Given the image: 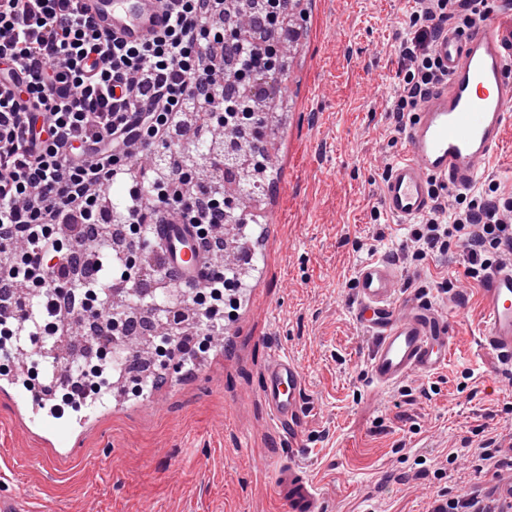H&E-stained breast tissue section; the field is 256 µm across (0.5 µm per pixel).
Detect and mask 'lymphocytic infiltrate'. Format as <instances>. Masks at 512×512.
Segmentation results:
<instances>
[{"instance_id": "f902f5d3", "label": "lymphocytic infiltrate", "mask_w": 512, "mask_h": 512, "mask_svg": "<svg viewBox=\"0 0 512 512\" xmlns=\"http://www.w3.org/2000/svg\"><path fill=\"white\" fill-rule=\"evenodd\" d=\"M82 0H0V77L16 79L15 92L0 93V279L37 294L39 307L17 306L0 315V336H24L34 327L61 336L74 320L58 319L55 292L72 286L68 257L90 247L81 282L87 297L113 281L135 282L132 262H113L100 252L111 239L102 187L129 184L124 216L129 247L141 248L151 226L174 212L195 224L201 237L228 224L231 208L220 188L236 154L210 163L206 176L191 174L188 153L172 143V127L196 123L248 141L256 176L268 159L263 102L280 71L279 30L294 0H266L259 37L224 28V0H165L164 29L150 41L128 45L102 36L84 16ZM487 0H416L396 47L399 94L389 117L403 130L411 112L447 80L434 48L459 19L463 27L485 23ZM239 67L225 72L224 56ZM240 90L224 95L225 83ZM467 251V274L479 278L512 255V199L481 193L435 195L410 231L411 259ZM238 270L214 266L202 288L180 289L182 303L196 306L201 327L195 343L177 337L170 351L180 365L208 353L224 314L236 301L230 286Z\"/></svg>"}]
</instances>
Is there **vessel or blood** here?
Masks as SVG:
<instances>
[{
  "label": "vessel or blood",
  "instance_id": "b4317fda",
  "mask_svg": "<svg viewBox=\"0 0 512 512\" xmlns=\"http://www.w3.org/2000/svg\"><path fill=\"white\" fill-rule=\"evenodd\" d=\"M499 22L466 31L449 28L435 45L448 81L432 91L407 120L406 150L382 182L386 211L406 224L432 204L436 182L449 190L470 189L498 151L512 125V0H501ZM95 28L128 43L148 41L164 25L160 0H84ZM160 248L158 267L176 285L193 287L208 267L193 225L172 214L152 228ZM353 318L370 340L367 373L385 388L408 376L444 369L451 356L452 324L446 314L418 296L404 293L395 262H363L352 279ZM483 331L479 348L499 369L512 372V260L486 273L478 289ZM259 396L288 433V460L273 473V491L287 512H321L318 487L306 464L302 421L308 408L301 365L272 353L264 365Z\"/></svg>",
  "mask_w": 512,
  "mask_h": 512
}]
</instances>
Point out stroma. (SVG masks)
Returning <instances> with one entry per match:
<instances>
[{
    "mask_svg": "<svg viewBox=\"0 0 512 512\" xmlns=\"http://www.w3.org/2000/svg\"><path fill=\"white\" fill-rule=\"evenodd\" d=\"M409 0H310L300 66L279 91L291 102L267 133L261 210L276 225L255 273L237 354L170 368L160 395L64 426H33L16 386L0 384V495L21 512H286L268 472L288 437L258 394L270 353L296 359L307 382L303 460L324 512H429L436 494L494 486L486 440L512 443V374L477 347L478 281L462 247L414 265L410 225L382 213L387 163L404 147L388 112ZM398 254L407 293L452 314L447 369L383 389L367 377L369 341L352 320L351 282L365 260Z\"/></svg>",
    "mask_w": 512,
    "mask_h": 512,
    "instance_id": "stroma-1",
    "label": "stroma"
}]
</instances>
